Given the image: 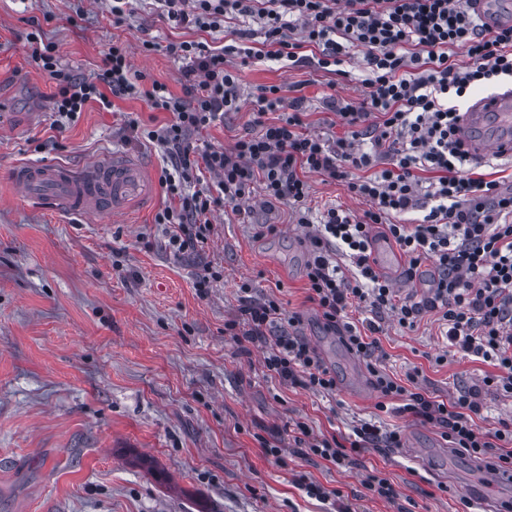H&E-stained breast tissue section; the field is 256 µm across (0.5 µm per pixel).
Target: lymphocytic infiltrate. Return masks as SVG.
<instances>
[{
    "label": "lymphocytic infiltrate",
    "instance_id": "lymphocytic-infiltrate-1",
    "mask_svg": "<svg viewBox=\"0 0 512 512\" xmlns=\"http://www.w3.org/2000/svg\"><path fill=\"white\" fill-rule=\"evenodd\" d=\"M175 26L212 32L227 17L259 25L260 49L248 47L250 31L238 44L215 52L203 42L169 43L167 53L185 60L183 95L146 73L133 70L126 47L113 45L96 80L61 67L57 49L40 32L28 36V57L55 83L52 97L56 127L77 121L89 102L102 109L116 101L142 99L150 109L169 113L161 125L129 119L126 141L145 140L161 158L160 183L170 203L157 212L167 248L174 256L204 246L214 236V211L242 205L253 185L266 201L288 205L297 223L308 225L306 277L308 298L326 327L339 332L347 348L366 360L381 396L379 411L409 415L440 430L458 454L485 461L489 470L512 474V421L479 426L482 405L474 390L444 402L417 385L419 370L405 381L391 377L379 363L383 315L414 328L427 312L439 313L457 351L496 367L486 385L512 397V189L469 167L457 138L460 112L455 99L477 82L512 79V26L485 27L470 0H154ZM317 47L321 69L339 65L349 49L363 54L362 100L336 95L326 101L346 136L332 141L304 133L301 99L285 101L279 86L261 87L260 113L289 104L275 123L238 138L228 148L199 146L197 136L225 113L238 110L240 82L232 56L299 62L303 45ZM464 49L468 65L454 60ZM343 183L366 202L362 214L336 207L312 223L305 206L306 174ZM423 210L419 223H400L401 215ZM408 257L407 280L422 261H431L434 280L426 295L398 297L392 283L373 267L371 232L375 225ZM371 315L365 331L348 320L351 308ZM300 318L287 314L273 296L255 298L249 282L238 287L235 314L224 333L240 353L263 349L268 379L330 394L336 377L295 328ZM296 454L317 457L340 469L359 464L367 448H397L401 432L372 422L354 426L350 436L313 434L291 421Z\"/></svg>",
    "mask_w": 512,
    "mask_h": 512
}]
</instances>
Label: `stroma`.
<instances>
[{
  "mask_svg": "<svg viewBox=\"0 0 512 512\" xmlns=\"http://www.w3.org/2000/svg\"><path fill=\"white\" fill-rule=\"evenodd\" d=\"M135 15L113 19L107 0H0V512H333L332 502L306 493L297 478L341 490L356 512H480L464 506L475 459L439 454L437 428L389 417L403 445L370 448L359 465L342 470L293 451L287 420L314 433L347 434L353 421L373 418L379 394L366 363L327 330L308 299V244L288 206L248 202L249 223L231 206L212 218L216 233L197 258L164 248L153 224L167 205L162 187L126 214L80 217L24 205L9 181L18 163L34 160L78 168L119 150L153 177L161 161L152 145L123 141L129 117L162 124L165 112L140 99L113 110L85 106L65 128L52 127L54 84L27 56L26 35L40 24L62 65L91 77L112 43L126 44L134 69L183 95L184 60L168 55L171 41L219 48L244 24L225 20L220 32L172 27L152 0H135ZM160 43L143 52L142 43ZM305 63L252 58L238 64L245 100L200 139L231 146L255 131L260 87L283 86L285 99L303 98V130L324 138L345 133L324 101L333 93L361 99L367 73L360 52L336 70L317 68L316 48ZM307 207L339 206L362 213L365 204L340 182L307 174ZM258 224L278 231L256 236ZM224 269L207 295L195 288L203 264ZM250 281L256 297L275 295L300 316L297 331L335 375V395L322 396L267 380L262 351L237 354L224 335L236 290ZM385 366L405 379L419 369L429 396L452 400L461 388L481 389L483 428L512 418V397L484 386L491 364L450 347L429 313L414 329L381 322ZM277 438L283 464L268 461L260 441ZM423 449L417 465L408 449ZM381 471L398 496L387 501L363 486L366 471Z\"/></svg>",
  "mask_w": 512,
  "mask_h": 512,
  "instance_id": "1",
  "label": "stroma"
}]
</instances>
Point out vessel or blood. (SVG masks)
<instances>
[{
	"mask_svg": "<svg viewBox=\"0 0 512 512\" xmlns=\"http://www.w3.org/2000/svg\"><path fill=\"white\" fill-rule=\"evenodd\" d=\"M471 7L487 27L512 26V0H472ZM458 138L476 159L511 160L512 86L474 100L460 116ZM10 182L28 206L86 216L98 214L106 204L113 211H127L152 190L146 168L116 151L78 170L64 164L22 162L12 168ZM507 482L506 475L481 469L469 492L489 506L499 486Z\"/></svg>",
	"mask_w": 512,
	"mask_h": 512,
	"instance_id": "obj_1",
	"label": "vessel or blood"
}]
</instances>
